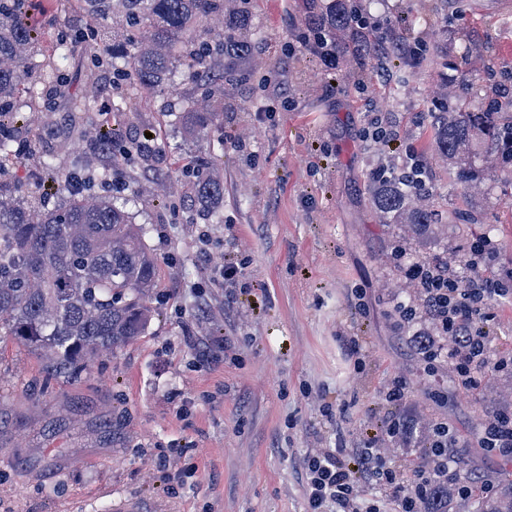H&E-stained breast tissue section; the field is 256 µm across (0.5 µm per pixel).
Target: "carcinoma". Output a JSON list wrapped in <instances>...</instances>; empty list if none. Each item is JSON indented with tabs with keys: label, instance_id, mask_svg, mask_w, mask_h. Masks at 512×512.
I'll return each mask as SVG.
<instances>
[{
	"label": "carcinoma",
	"instance_id": "cac0c4a2",
	"mask_svg": "<svg viewBox=\"0 0 512 512\" xmlns=\"http://www.w3.org/2000/svg\"><path fill=\"white\" fill-rule=\"evenodd\" d=\"M27 0H0V176L7 166L23 158L30 147L17 140L14 121L30 102L27 91L38 93L36 79L54 84L56 62L67 61L83 45L102 47L94 63L108 58L117 79L132 78L112 111L126 112L127 99L154 92L179 76L199 82L203 73L223 81L254 75L249 0L232 5L227 0H78L80 9L97 20L115 22L126 31L122 41H107L97 30L72 38L54 33L55 49L49 71L32 74L31 50L41 35L27 16ZM311 0L308 32L342 34L334 50L350 43L380 64L384 35L369 37L347 30L356 13L353 0H334L325 13ZM209 19L224 20L222 38L208 39ZM71 113L95 112V100L84 96L68 99ZM224 89L209 83L194 105L184 101L171 111L173 124L201 140H209L225 111ZM512 100L463 111L455 102L436 118L431 149L448 156V169L458 183L471 185L478 177L474 143L480 142L489 158L486 171L512 177ZM96 141L108 139L119 146L117 159L137 157L159 166L167 156L155 138L127 139L117 128H96ZM216 151L204 152L178 164L176 169L194 179L193 201L214 211L224 197L218 175ZM40 175L51 186L67 188L68 174L57 169L50 157ZM372 204L385 224H408L414 230L438 224L435 214L414 204L428 189L416 173L393 179L376 170L368 176ZM148 229L132 221L125 206L111 197H87L70 193L67 202L48 207L20 194L13 181H0V335L10 336L40 355L44 373L51 378L77 379L84 365L105 351L115 352L149 329L150 301L157 287L160 263L147 243ZM454 484L435 485L423 496L425 512H456ZM475 512H512V481L503 480L500 494L477 506Z\"/></svg>",
	"mask_w": 512,
	"mask_h": 512
}]
</instances>
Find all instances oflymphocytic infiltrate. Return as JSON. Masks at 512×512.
<instances>
[{
	"instance_id": "1",
	"label": "lymphocytic infiltrate",
	"mask_w": 512,
	"mask_h": 512,
	"mask_svg": "<svg viewBox=\"0 0 512 512\" xmlns=\"http://www.w3.org/2000/svg\"><path fill=\"white\" fill-rule=\"evenodd\" d=\"M498 256L477 244L469 261L471 274L459 278L452 265L420 264V273L414 277L416 290L422 291L429 314L448 335V360L455 369L465 370L468 384H478L481 375L490 365L487 341L481 331L471 324L489 300L501 294L499 280L487 277L486 272L495 268ZM455 438L448 425L441 424L433 430L435 450L423 476L415 486L409 487L402 499L403 512H415L417 500L428 485L444 482L453 469V460L447 449ZM309 506L312 512L334 506L336 512H355V481L351 469L341 459L340 450L334 449L312 456L308 461Z\"/></svg>"
}]
</instances>
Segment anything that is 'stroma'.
Instances as JSON below:
<instances>
[{
  "label": "stroma",
  "instance_id": "stroma-1",
  "mask_svg": "<svg viewBox=\"0 0 512 512\" xmlns=\"http://www.w3.org/2000/svg\"><path fill=\"white\" fill-rule=\"evenodd\" d=\"M250 11L269 78L232 87L218 212L170 210L164 172L106 159L83 135L117 122L156 133L169 159L191 158L205 144L175 129L167 109L193 98L194 84L143 95L119 122L111 68L88 82L83 56L62 66L61 89L23 113V136L54 151L61 169L107 170L122 182L116 191L98 177L85 193L132 199L161 262L146 336L103 355L80 381L47 378L35 355L0 337V512H109L128 497L142 512H307L305 462L334 448L355 472L359 512H401L398 486L416 480L439 422L483 474L480 497L495 496L512 471V455L486 451L480 435L512 415V293L492 298L482 324L502 366L473 388L446 358L423 360L417 337L429 319L395 316L414 296L413 263L463 267L488 237L497 278L512 272V180L465 190L429 149L447 96L474 105L489 79L512 95V13L499 0H368L350 27L403 30L419 57L379 68L349 52L331 74L300 38L307 0H250ZM28 14L58 28L88 24L76 0H28ZM94 85L100 111L74 119L68 96ZM374 119L399 130L393 147L366 141ZM410 150L428 173L442 236L380 223L367 197L369 173ZM225 261L239 273L221 286L212 269ZM398 383L402 395L390 396ZM392 423L401 432L388 434ZM367 441L396 485L377 484L359 462Z\"/></svg>",
  "mask_w": 512,
  "mask_h": 512
}]
</instances>
